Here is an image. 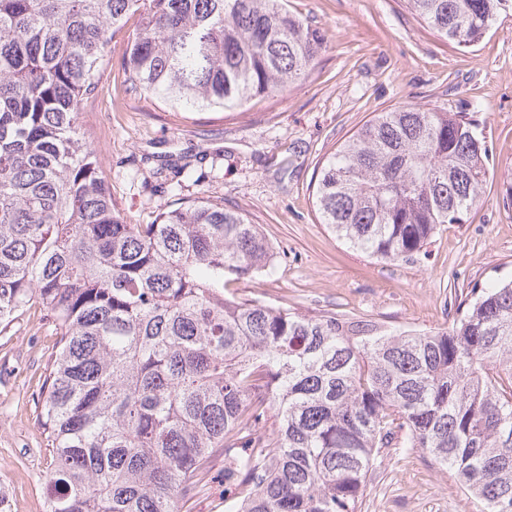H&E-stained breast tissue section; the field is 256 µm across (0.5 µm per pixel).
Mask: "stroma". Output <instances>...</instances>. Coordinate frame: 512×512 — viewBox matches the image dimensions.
Returning <instances> with one entry per match:
<instances>
[{
  "instance_id": "stroma-1",
  "label": "stroma",
  "mask_w": 512,
  "mask_h": 512,
  "mask_svg": "<svg viewBox=\"0 0 512 512\" xmlns=\"http://www.w3.org/2000/svg\"><path fill=\"white\" fill-rule=\"evenodd\" d=\"M326 47L288 94L243 108L170 106L125 90L129 16L79 124L96 146L116 211L152 223L161 205L208 196L246 211L279 252L273 275L231 291L302 312H336L398 329L446 326L474 286L512 278V16L472 47L440 40L404 0H288ZM405 104L477 120L494 171L464 223L425 255L379 262L340 240L314 207L325 157L376 113ZM54 328L30 310L0 332V512H45L49 458L37 402ZM368 512H473L420 450L388 457L365 491Z\"/></svg>"
}]
</instances>
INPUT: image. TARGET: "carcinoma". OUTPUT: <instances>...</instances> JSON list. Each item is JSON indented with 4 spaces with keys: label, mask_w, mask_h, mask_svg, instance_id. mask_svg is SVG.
<instances>
[{
    "label": "carcinoma",
    "mask_w": 512,
    "mask_h": 512,
    "mask_svg": "<svg viewBox=\"0 0 512 512\" xmlns=\"http://www.w3.org/2000/svg\"><path fill=\"white\" fill-rule=\"evenodd\" d=\"M473 46L512 0H406ZM134 93L235 110L311 73L325 38L285 0H0V327L56 340L39 386L46 512H181L224 464V512H364L369 476L419 448L475 512H512V279L436 331L303 314L225 291L277 252L198 197L127 224L79 115L129 15ZM490 177L459 112H380L322 165L321 223L381 261L462 224Z\"/></svg>",
    "instance_id": "1"
}]
</instances>
